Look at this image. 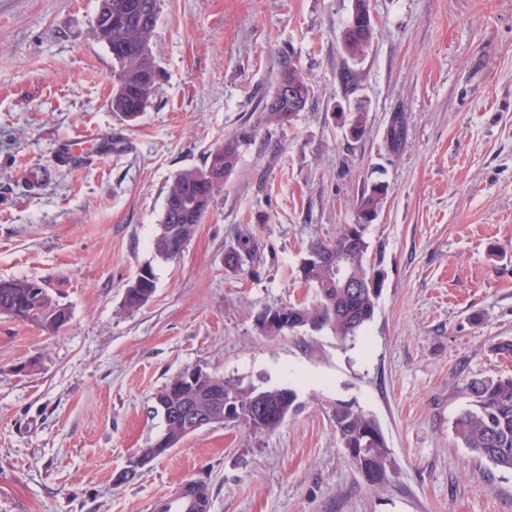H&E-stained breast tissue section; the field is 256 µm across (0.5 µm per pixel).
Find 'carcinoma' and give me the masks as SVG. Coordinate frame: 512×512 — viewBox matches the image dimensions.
<instances>
[{"instance_id":"cac0c4a2","label":"carcinoma","mask_w":512,"mask_h":512,"mask_svg":"<svg viewBox=\"0 0 512 512\" xmlns=\"http://www.w3.org/2000/svg\"><path fill=\"white\" fill-rule=\"evenodd\" d=\"M101 2L112 7V26L95 28L98 39L108 47L115 64L117 86L112 95V111L134 121L145 111L155 86L151 81L157 74L155 57L140 55L138 46L152 38L159 19L158 0ZM375 34L373 25L354 27L351 22H346L342 32L344 51L351 58L364 55ZM279 74L281 80L294 85L297 98L307 103L309 85L287 55L282 56ZM260 105V122L267 126L289 125L296 114L286 96L264 97ZM390 127L394 133L385 137V142L395 151L404 137L405 116L396 115ZM249 138L251 132L244 130L224 139L223 144L210 152L204 167L187 169L176 176L168 191L163 220L154 242L157 258L167 262L181 256L215 193L235 169L242 142ZM387 194L388 187L382 182L364 187L357 202V216L379 213ZM367 229L368 225H362L355 248L350 246L349 224L342 225L330 239L333 248L347 252L350 272L358 281L371 276L366 263ZM255 252L253 238L245 234L239 238L237 247L227 252L225 262L240 269ZM301 271L304 281L315 289L313 302L264 308L260 314L271 315L273 320H261L260 330L268 336H282L300 327L313 331L326 328L342 343L354 340L373 319L378 296L369 292L352 296L349 290L336 287V282L315 262L304 263ZM0 315L35 321L51 332L59 331L69 320L68 311L54 305L45 288L25 279L0 280ZM212 377L213 386L238 403L242 419L234 421V425L243 426L254 435L274 432L296 410V394L291 389L255 384L244 386L215 372ZM460 392L468 399V404L454 422L457 439L479 459L502 471H512V375L468 378L463 380ZM261 404L272 409L274 416L262 422L246 420ZM330 420L340 447L351 463L358 469L361 464H366L374 485L388 481L394 472L395 461L377 420L356 404L344 401L337 402L332 408Z\"/></svg>"}]
</instances>
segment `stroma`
<instances>
[{"instance_id": "1", "label": "stroma", "mask_w": 512, "mask_h": 512, "mask_svg": "<svg viewBox=\"0 0 512 512\" xmlns=\"http://www.w3.org/2000/svg\"><path fill=\"white\" fill-rule=\"evenodd\" d=\"M369 5L377 34L353 59L352 0H160L155 89L129 122L111 107L98 0H0V280L39 282L69 312L55 334L0 316V512H153L184 481L207 488L209 512H512V472L453 430L463 379L512 374L492 350L512 340V0ZM285 54L309 103L267 127L258 104ZM356 111L354 141L338 115ZM244 126L236 168L180 259L161 262L175 176ZM95 129L111 150L61 161L63 142ZM29 167L51 176L28 184ZM372 181L389 187L367 231L383 277L373 319L347 344L326 329L263 334V308L312 300L309 243L355 223ZM241 233L258 247L251 275L224 263ZM145 266L156 291L127 310ZM192 367L292 389L298 409L268 435L202 429L115 484L165 429L155 393ZM339 400L379 422L396 463L384 485L340 448Z\"/></svg>"}]
</instances>
